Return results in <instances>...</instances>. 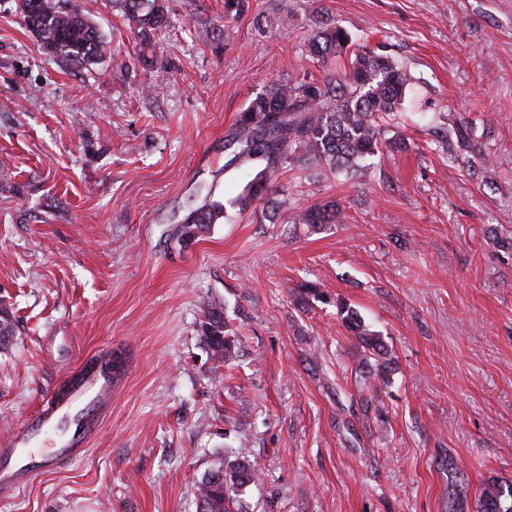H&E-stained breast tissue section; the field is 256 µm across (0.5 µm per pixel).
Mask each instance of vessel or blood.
Here are the masks:
<instances>
[{"label": "vessel or blood", "instance_id": "1", "mask_svg": "<svg viewBox=\"0 0 512 512\" xmlns=\"http://www.w3.org/2000/svg\"><path fill=\"white\" fill-rule=\"evenodd\" d=\"M111 352L69 372L23 426L0 445V497L9 498L49 463L83 454L112 401Z\"/></svg>", "mask_w": 512, "mask_h": 512}]
</instances>
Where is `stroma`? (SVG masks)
<instances>
[{
  "label": "stroma",
  "mask_w": 512,
  "mask_h": 512,
  "mask_svg": "<svg viewBox=\"0 0 512 512\" xmlns=\"http://www.w3.org/2000/svg\"><path fill=\"white\" fill-rule=\"evenodd\" d=\"M70 2L108 43L98 64L50 56L0 0V442L99 349L126 371L89 451L0 512H195L242 448L241 512H452L462 489L472 510L512 482V0H250L229 22L224 0H169L148 70L114 0ZM320 19L406 67L387 132L406 149L352 182L280 173L276 223L179 241L190 207L245 176L224 163L248 101L343 67L307 52ZM452 115L477 123V172L437 149ZM325 196L345 223H291ZM305 281L325 295L306 311ZM340 299L391 351L377 391ZM213 302L239 335L226 365L200 335Z\"/></svg>",
  "instance_id": "stroma-1"
}]
</instances>
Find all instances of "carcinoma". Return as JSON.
<instances>
[{
    "mask_svg": "<svg viewBox=\"0 0 512 512\" xmlns=\"http://www.w3.org/2000/svg\"><path fill=\"white\" fill-rule=\"evenodd\" d=\"M119 2L132 37L141 47V63L153 66L154 37L169 27L167 0ZM19 8L27 28L46 51L84 67L103 58L104 36L81 11L61 6L60 0H19ZM308 46L312 57L322 62L348 53L350 66L338 76L321 80H273L249 101L239 113L230 141L239 145L231 161L248 168L247 179L228 205L206 200L190 210L180 221L181 241L194 240L221 219L231 224L236 216L268 205L272 181L287 167L309 162L326 177L352 180L365 174L369 160L401 148L402 143L385 138V133L405 101L411 82L407 69L369 47H352L351 36L336 23L316 22ZM447 149L450 158L466 154L485 160L475 144L474 123L465 118L453 121ZM345 219L341 202L326 198L300 209L293 222L320 228L342 224ZM292 296L302 308L312 300H324V293L310 283L293 288ZM336 314L366 357L373 360L369 379L387 383L392 357L382 336L341 299L336 300ZM200 329L212 355L229 362L238 336L225 320L222 305H208ZM14 334L13 317L0 304V346L10 342ZM256 477V465L245 450H240L235 460L202 477L196 512H232V493ZM476 512H512V483L485 484Z\"/></svg>",
    "mask_w": 512,
    "mask_h": 512,
    "instance_id": "1",
    "label": "carcinoma"
}]
</instances>
